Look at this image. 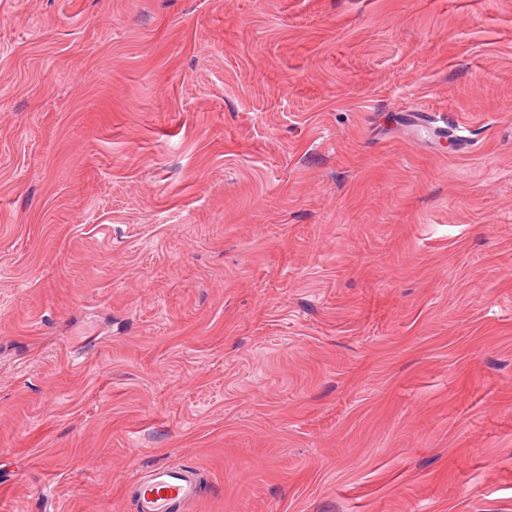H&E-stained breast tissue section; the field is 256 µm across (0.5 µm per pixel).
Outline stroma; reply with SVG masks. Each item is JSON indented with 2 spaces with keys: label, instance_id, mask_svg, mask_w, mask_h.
Wrapping results in <instances>:
<instances>
[{
  "label": "stroma",
  "instance_id": "35a3bbf8",
  "mask_svg": "<svg viewBox=\"0 0 512 512\" xmlns=\"http://www.w3.org/2000/svg\"><path fill=\"white\" fill-rule=\"evenodd\" d=\"M178 461L512 512V0H0V512Z\"/></svg>",
  "mask_w": 512,
  "mask_h": 512
}]
</instances>
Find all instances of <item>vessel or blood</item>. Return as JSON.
Returning <instances> with one entry per match:
<instances>
[{"label": "vessel or blood", "instance_id": "obj_1", "mask_svg": "<svg viewBox=\"0 0 512 512\" xmlns=\"http://www.w3.org/2000/svg\"><path fill=\"white\" fill-rule=\"evenodd\" d=\"M131 490L136 512H182L196 501L198 484L192 470L177 462L137 476Z\"/></svg>", "mask_w": 512, "mask_h": 512}]
</instances>
